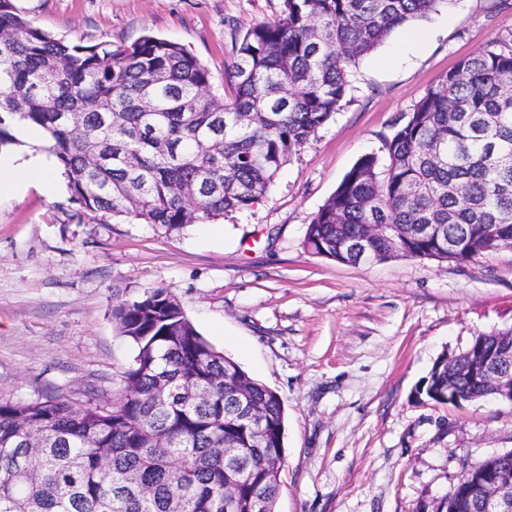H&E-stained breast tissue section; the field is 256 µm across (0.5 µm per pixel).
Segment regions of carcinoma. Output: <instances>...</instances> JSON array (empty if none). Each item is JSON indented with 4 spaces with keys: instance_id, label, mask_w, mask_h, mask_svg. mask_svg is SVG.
<instances>
[{
    "instance_id": "obj_1",
    "label": "carcinoma",
    "mask_w": 512,
    "mask_h": 512,
    "mask_svg": "<svg viewBox=\"0 0 512 512\" xmlns=\"http://www.w3.org/2000/svg\"><path fill=\"white\" fill-rule=\"evenodd\" d=\"M442 0H284L283 16L248 29L225 70L232 100L183 45L56 39L0 0V151L35 126L71 199L102 216L178 231L250 208L278 171L343 107L360 59ZM382 151L360 158L308 225L305 246L349 264L463 263L494 253L484 225L512 239V37L463 58L415 104ZM378 225L367 234L366 225ZM133 363L117 400L42 393L0 400V512H276L285 457L280 397L199 334L159 288L112 308ZM511 341L475 337L440 357L417 390L437 405L496 395L479 356ZM240 395L261 414H232ZM463 470L436 512H481L485 472Z\"/></svg>"
}]
</instances>
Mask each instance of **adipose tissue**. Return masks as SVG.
<instances>
[{
	"label": "adipose tissue",
	"mask_w": 512,
	"mask_h": 512,
	"mask_svg": "<svg viewBox=\"0 0 512 512\" xmlns=\"http://www.w3.org/2000/svg\"><path fill=\"white\" fill-rule=\"evenodd\" d=\"M21 141L13 151L0 154V193L15 194L30 182L37 181L43 186L52 184V166L46 154L34 152L33 144L43 142L42 131L22 127L18 130Z\"/></svg>",
	"instance_id": "1"
}]
</instances>
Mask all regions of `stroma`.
Here are the masks:
<instances>
[{
	"label": "stroma",
	"mask_w": 512,
	"mask_h": 512,
	"mask_svg": "<svg viewBox=\"0 0 512 512\" xmlns=\"http://www.w3.org/2000/svg\"><path fill=\"white\" fill-rule=\"evenodd\" d=\"M84 46L146 33L182 44L227 97L236 39L283 0H15ZM417 33L409 41V33ZM512 35V0H445L362 59L336 112L250 209L170 232L99 220L67 186L0 196V399L119 392L135 349L116 302L159 288L195 328L283 400L277 512H418L465 464L512 451V402L437 406L417 388L442 354L512 327V250L462 264L345 265L304 246L343 176L464 57Z\"/></svg>",
	"instance_id": "35a3bbf8"
}]
</instances>
